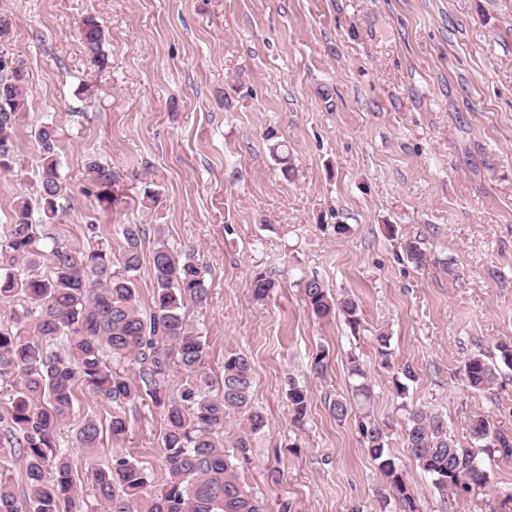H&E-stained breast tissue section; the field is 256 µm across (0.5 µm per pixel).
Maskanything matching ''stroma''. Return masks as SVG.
Wrapping results in <instances>:
<instances>
[{
	"label": "stroma",
	"instance_id": "obj_1",
	"mask_svg": "<svg viewBox=\"0 0 512 512\" xmlns=\"http://www.w3.org/2000/svg\"><path fill=\"white\" fill-rule=\"evenodd\" d=\"M91 14L104 70L80 39ZM1 17L28 107L20 164L0 172V236L17 199L34 193L31 131L49 123L67 191L43 251L85 248L93 224L117 256L122 225L145 224L206 268L207 302L186 314L213 374L228 354L251 361L267 426L240 475L267 512H399L360 439L358 406L340 421L329 411L351 395L352 356L375 416L391 423L387 446L418 512H512V458L480 453L491 489L444 494L403 439L415 406L441 413L452 435L475 412L512 435V369L500 366L481 393L460 373L471 354L512 345V0H0ZM270 130L288 146L289 174L269 152ZM90 157L116 173L118 205L89 196ZM409 236L425 267L407 260ZM260 270L278 283L264 302L249 291ZM305 276L358 300L359 329L316 320L297 287ZM382 331L387 366L373 342ZM292 379L311 394L298 423ZM112 412L78 387L57 435L88 500L76 424ZM123 413L128 434L103 436L97 460L129 456L162 483L161 414L145 402Z\"/></svg>",
	"mask_w": 512,
	"mask_h": 512
}]
</instances>
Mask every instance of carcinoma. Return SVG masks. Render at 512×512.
<instances>
[{
  "label": "carcinoma",
  "instance_id": "carcinoma-1",
  "mask_svg": "<svg viewBox=\"0 0 512 512\" xmlns=\"http://www.w3.org/2000/svg\"><path fill=\"white\" fill-rule=\"evenodd\" d=\"M80 37L91 61L108 66L103 51L104 32L93 15L83 21ZM27 108L22 72L0 71V154L13 158L17 125ZM41 151L37 197L18 200L8 235L0 240V301L19 299L13 328L0 327V394L10 407L0 413V458L15 457L28 490L16 492L14 469L0 462V512H94L72 478L71 449L57 442V428L74 416V387L84 385L115 409L108 430L119 442L128 431L118 408L148 402L165 420L161 454L166 479L151 485L136 461L120 454L102 465L92 460L103 426L93 418L79 423L76 448L91 458L87 479L96 503L105 512H264L262 501L241 483L238 464L249 457L252 437L267 426L264 412L252 401L253 374L249 357H224L221 377L207 365L208 345L187 321L188 304L207 300L204 269L191 255L171 249L156 235L152 255L154 289L150 311L140 309L136 272L147 238L144 224H124L125 246L118 262L112 246L97 239L82 250L55 245L49 266H43L41 241L56 223L59 199L66 191L55 150L57 130L44 124L32 131ZM270 150L283 174L293 170L288 147L266 133ZM98 205H116L117 180L112 168L95 158L85 164ZM406 258L418 267L428 263L422 242L403 241ZM277 287L265 271L249 284L252 296L263 301ZM303 300L319 319L344 317L351 328L360 325V306L352 298L333 297L316 277L298 282ZM182 375L179 391L171 385L174 370ZM349 374L357 380L353 392L360 403L358 432L364 447L388 482V492L401 512H417L414 493L386 448L390 424L379 421L371 405V388L360 360L349 357ZM464 383L474 392L493 388L499 377L495 364L477 352L463 363ZM288 401L294 418H303L309 406L307 389L288 381ZM242 417L230 445L224 430L232 414ZM404 441L417 465L443 493H466L488 488L491 474L478 456L489 442L512 456V436L499 431L482 413L470 415L462 439L448 437V422L438 412L415 407L407 410Z\"/></svg>",
  "mask_w": 512,
  "mask_h": 512
}]
</instances>
